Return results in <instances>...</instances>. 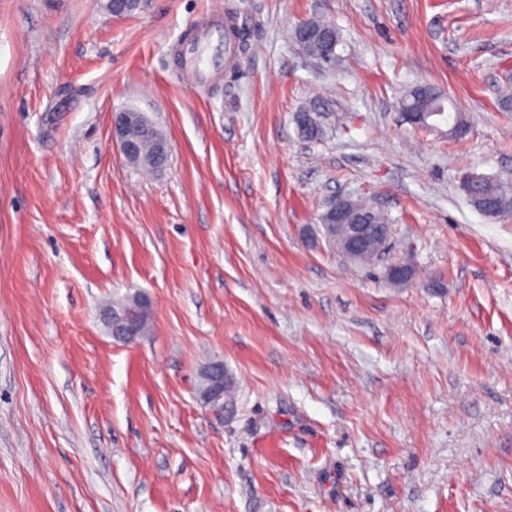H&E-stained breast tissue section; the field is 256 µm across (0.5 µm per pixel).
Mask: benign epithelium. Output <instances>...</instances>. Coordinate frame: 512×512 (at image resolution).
<instances>
[{
    "mask_svg": "<svg viewBox=\"0 0 512 512\" xmlns=\"http://www.w3.org/2000/svg\"><path fill=\"white\" fill-rule=\"evenodd\" d=\"M400 112L403 120L413 127L419 123H429L434 112L426 103L416 100L408 105H401ZM140 122L138 111L123 109L112 113V142L127 162H132L135 145L128 137L129 129ZM336 226V240L339 251L351 262L365 263L381 256L391 235L392 225L382 224L374 227L363 217L351 211L345 197L334 199L327 211ZM387 279L394 283H405L412 279L413 270L403 263H391L386 268ZM103 320L113 339L132 343L136 340L139 316L133 311H126L121 317H116L112 308L104 310ZM204 374L208 385L198 392L199 399L210 413L216 417L226 418L228 413L220 405L221 392L224 386V362L210 363Z\"/></svg>",
    "mask_w": 512,
    "mask_h": 512,
    "instance_id": "benign-epithelium-1",
    "label": "benign epithelium"
}]
</instances>
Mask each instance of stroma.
Wrapping results in <instances>:
<instances>
[{"label":"stroma","instance_id":"35a3bbf8","mask_svg":"<svg viewBox=\"0 0 512 512\" xmlns=\"http://www.w3.org/2000/svg\"><path fill=\"white\" fill-rule=\"evenodd\" d=\"M105 4L0 0V512H512V215L462 186L512 182V0ZM213 16L249 46L211 41L195 89L177 49ZM312 17L334 66L290 39ZM419 85L463 138L403 122ZM123 108L162 170L113 146ZM339 195L389 215L381 262L325 241ZM136 291L150 333L123 345L99 310ZM212 359L228 421L197 394ZM302 110L310 111L309 113H314L313 114L314 122L309 125H305L308 120V113L303 114L300 117V121L302 124H304V126L302 124H300L298 121H296L300 135L310 141L320 139L323 136V131H324L323 125L319 119L321 116L320 115V112H321L320 107L317 105H311ZM143 113V129L135 130L133 134L137 141V151L140 158V164L137 167L147 171H157L163 167L167 156L162 160L160 153H158L160 138L148 122L151 118L145 112ZM477 174L469 173L463 178V187L468 188L470 185V192L467 197L474 208L478 211L483 210L489 204L500 203L501 213L498 214V207L486 208L483 213L488 217L496 218L498 215H511L512 208L510 201L512 199L511 184L501 181L493 180L489 177L483 176L472 182ZM472 183V184H471ZM204 374L208 385L202 391H197L199 399L210 413L216 417L226 418L232 413H226L225 406L235 407L236 386L232 375L224 369L223 361L210 363ZM224 386V405H220L221 392Z\"/></svg>","mask_w":512,"mask_h":512}]
</instances>
